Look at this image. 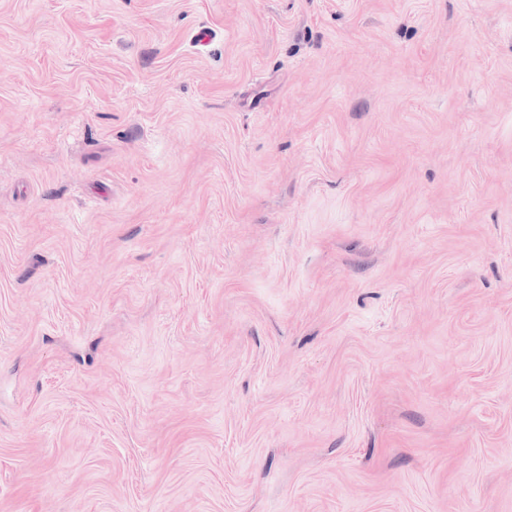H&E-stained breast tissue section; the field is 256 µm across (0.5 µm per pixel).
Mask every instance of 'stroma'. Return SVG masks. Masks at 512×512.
Instances as JSON below:
<instances>
[{"mask_svg":"<svg viewBox=\"0 0 512 512\" xmlns=\"http://www.w3.org/2000/svg\"><path fill=\"white\" fill-rule=\"evenodd\" d=\"M0 512H512V0H0Z\"/></svg>","mask_w":512,"mask_h":512,"instance_id":"stroma-1","label":"stroma"}]
</instances>
